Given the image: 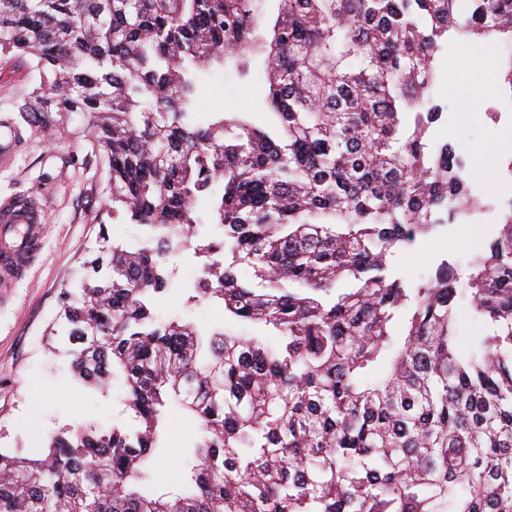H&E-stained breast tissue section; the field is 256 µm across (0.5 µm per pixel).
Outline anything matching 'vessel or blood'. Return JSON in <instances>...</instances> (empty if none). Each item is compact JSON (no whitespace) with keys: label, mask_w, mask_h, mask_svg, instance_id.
<instances>
[{"label":"vessel or blood","mask_w":512,"mask_h":512,"mask_svg":"<svg viewBox=\"0 0 512 512\" xmlns=\"http://www.w3.org/2000/svg\"><path fill=\"white\" fill-rule=\"evenodd\" d=\"M45 208L32 196L0 200V288L25 279L43 242Z\"/></svg>","instance_id":"vessel-or-blood-1"}]
</instances>
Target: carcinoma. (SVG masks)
<instances>
[{
    "mask_svg": "<svg viewBox=\"0 0 512 512\" xmlns=\"http://www.w3.org/2000/svg\"><path fill=\"white\" fill-rule=\"evenodd\" d=\"M267 2L0 0V60L40 77L21 118L79 114L113 218L148 229L137 248L102 236L108 258L85 266L106 273L62 289L50 331L80 383H122L136 428L0 449V512H512V204L469 264L486 327L471 350L455 264L416 282L390 270L476 209L473 175L431 139L435 59L451 36L512 41V0H277L271 22ZM252 57L274 131L201 116V76ZM201 206L222 229L205 244ZM188 248L208 258L197 298L275 345L154 313L169 253ZM172 407L201 432L160 492ZM457 307L460 315V344L465 348L472 337L479 336L484 331V327L471 319L466 301L457 300Z\"/></svg>",
    "mask_w": 512,
    "mask_h": 512,
    "instance_id": "1",
    "label": "carcinoma"
}]
</instances>
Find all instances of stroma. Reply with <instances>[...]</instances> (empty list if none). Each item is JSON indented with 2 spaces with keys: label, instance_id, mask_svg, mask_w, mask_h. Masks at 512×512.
<instances>
[{
  "label": "stroma",
  "instance_id": "stroma-1",
  "mask_svg": "<svg viewBox=\"0 0 512 512\" xmlns=\"http://www.w3.org/2000/svg\"><path fill=\"white\" fill-rule=\"evenodd\" d=\"M473 48V43L452 38L437 55L433 101L442 116L433 125V138L438 144L450 143L456 156L474 170L470 191L480 205L466 223L439 225L398 254L393 264L402 275H431L444 259L467 271L470 261L497 236L501 210L512 204L502 187L512 175V90L493 76L481 98L469 94L477 78ZM259 70L254 59L246 76L230 64L205 74L197 90L201 110L242 112L256 125L271 129ZM35 84L27 64L0 63V120L18 119L15 107L30 98ZM21 132L18 151L9 160L0 159V200L45 197L48 228L30 274L12 287L0 288V448L36 455L51 434L89 421L135 425L121 385L103 393L79 384L68 357L50 347L47 332L60 308L62 288L80 277L83 261L99 245L100 232L132 248L139 245L142 233L130 220L113 219L108 160L88 141L79 114L54 112L47 131L25 125ZM203 262L191 249L169 256L170 285L157 297L155 313L202 330L221 327L244 336L267 335V328L237 322L215 302L194 299ZM198 428L193 417L177 409L169 412L164 452L152 471L153 488L168 491L177 486L179 460Z\"/></svg>",
  "mask_w": 512,
  "mask_h": 512
}]
</instances>
